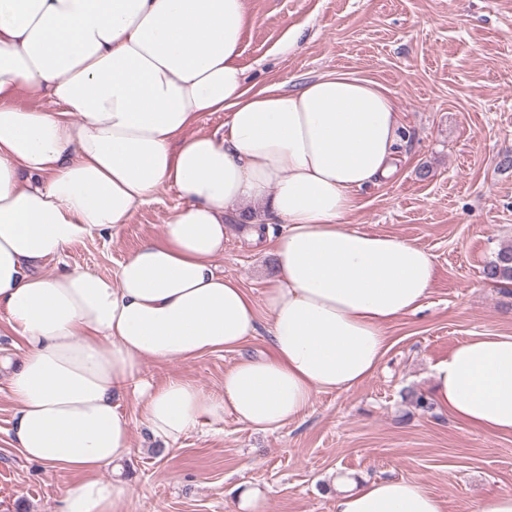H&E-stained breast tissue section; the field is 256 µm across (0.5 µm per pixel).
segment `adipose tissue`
<instances>
[{
    "label": "adipose tissue",
    "instance_id": "obj_1",
    "mask_svg": "<svg viewBox=\"0 0 512 512\" xmlns=\"http://www.w3.org/2000/svg\"><path fill=\"white\" fill-rule=\"evenodd\" d=\"M247 0H0V310L22 342L9 377L12 440L69 474L55 512H127L131 483L100 470L132 452L130 397L172 449L230 416L272 431L322 392L378 370L386 328L429 297L423 247L345 224L354 193L389 178L404 128L393 99L344 72L293 91L248 86ZM52 110L15 104L18 91ZM226 115L222 133L194 126ZM184 203L115 278L40 265L93 234L117 235L161 188ZM280 225L261 301L218 273L237 207ZM266 329L213 395L145 362L233 351ZM429 399L460 426L512 435V335L477 336L430 367ZM335 512H445L415 478L337 479Z\"/></svg>",
    "mask_w": 512,
    "mask_h": 512
}]
</instances>
